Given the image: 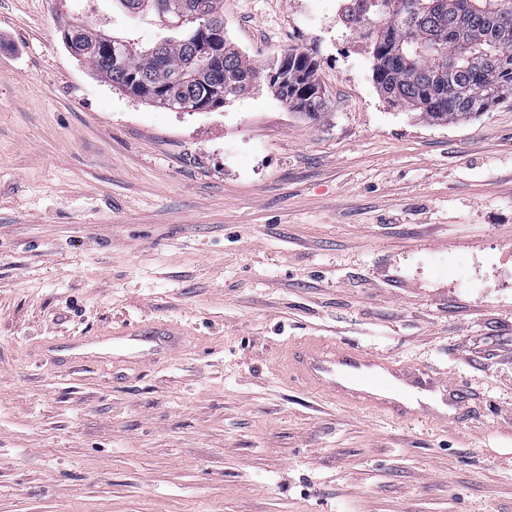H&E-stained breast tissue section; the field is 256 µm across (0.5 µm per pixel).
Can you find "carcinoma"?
I'll return each mask as SVG.
<instances>
[{
  "label": "carcinoma",
  "mask_w": 512,
  "mask_h": 512,
  "mask_svg": "<svg viewBox=\"0 0 512 512\" xmlns=\"http://www.w3.org/2000/svg\"><path fill=\"white\" fill-rule=\"evenodd\" d=\"M159 2L165 17L186 21L149 47L74 19L75 40L87 48L81 60L112 87L140 99L147 85L206 97L262 79V69L222 36L224 0ZM497 6L488 8L486 0H360L351 32L366 39L373 80L389 103L447 124L512 102V10ZM193 12L218 28L224 55L223 70L202 80L194 76L203 61L196 58L197 24L187 20ZM316 70L310 54L292 50L288 63L277 60L267 85L281 100H298L296 111L314 120L325 108Z\"/></svg>",
  "instance_id": "cac0c4a2"
}]
</instances>
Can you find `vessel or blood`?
Instances as JSON below:
<instances>
[{
  "label": "vessel or blood",
  "mask_w": 512,
  "mask_h": 512,
  "mask_svg": "<svg viewBox=\"0 0 512 512\" xmlns=\"http://www.w3.org/2000/svg\"><path fill=\"white\" fill-rule=\"evenodd\" d=\"M129 340L180 347L182 334L170 327L134 331ZM287 365L310 388L328 392L352 406L392 412L409 421L445 424L456 420L464 403L461 388L447 378L377 355L323 341L301 344L289 351Z\"/></svg>",
  "instance_id": "b4317fda"
}]
</instances>
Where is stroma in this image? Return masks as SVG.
<instances>
[{
    "mask_svg": "<svg viewBox=\"0 0 512 512\" xmlns=\"http://www.w3.org/2000/svg\"><path fill=\"white\" fill-rule=\"evenodd\" d=\"M154 44L118 0H0V512H512V104L391 106L336 0H224L265 68L312 54L327 107L266 84L172 112L96 78L60 23ZM171 355L71 364L137 322ZM311 338L438 370L461 426L290 381ZM123 336H128V339L131 341H144L147 343H155L156 345L168 342L171 349L180 347L185 337L170 327H163L142 333L140 330H136Z\"/></svg>",
    "mask_w": 512,
    "mask_h": 512,
    "instance_id": "stroma-1",
    "label": "stroma"
}]
</instances>
